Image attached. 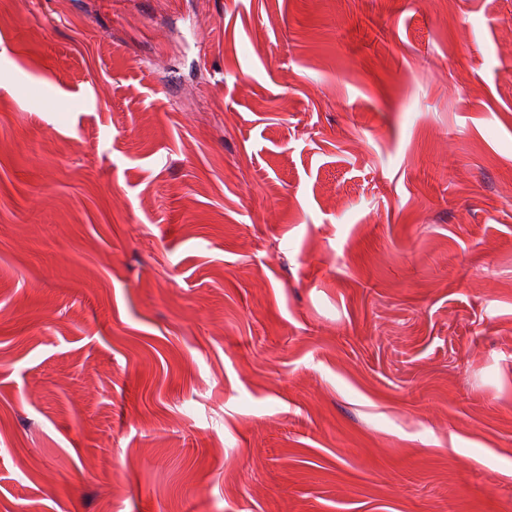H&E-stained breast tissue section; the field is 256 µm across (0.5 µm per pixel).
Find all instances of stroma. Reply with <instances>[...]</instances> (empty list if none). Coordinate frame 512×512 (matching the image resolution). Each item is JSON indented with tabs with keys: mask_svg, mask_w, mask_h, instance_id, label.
Segmentation results:
<instances>
[{
	"mask_svg": "<svg viewBox=\"0 0 512 512\" xmlns=\"http://www.w3.org/2000/svg\"><path fill=\"white\" fill-rule=\"evenodd\" d=\"M512 0H0V512H512Z\"/></svg>",
	"mask_w": 512,
	"mask_h": 512,
	"instance_id": "1",
	"label": "stroma"
}]
</instances>
